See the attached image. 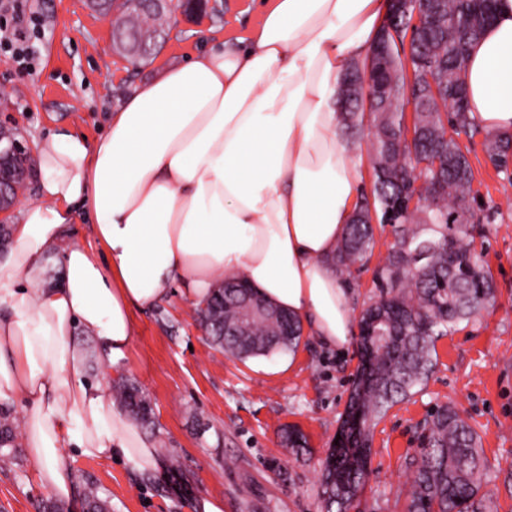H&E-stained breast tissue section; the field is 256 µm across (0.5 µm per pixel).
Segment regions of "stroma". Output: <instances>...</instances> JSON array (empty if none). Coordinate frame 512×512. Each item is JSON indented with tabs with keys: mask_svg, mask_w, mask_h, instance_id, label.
Here are the masks:
<instances>
[{
	"mask_svg": "<svg viewBox=\"0 0 512 512\" xmlns=\"http://www.w3.org/2000/svg\"><path fill=\"white\" fill-rule=\"evenodd\" d=\"M272 2L208 0L201 14H176L155 53L133 67L113 52L108 22L86 0H25L26 13L40 17L44 30L33 42L31 69H20L11 52L0 49V91L10 98L0 126L27 144L64 127L97 139L132 84L214 40L250 37ZM459 140L475 173L476 231L497 299L438 338L431 377L375 427L359 512H400L424 427L448 402L481 438L483 481L495 492L499 512H512V171L490 163L484 135L463 133ZM394 240L391 225L376 226L367 265L346 283L354 311L376 295L373 271ZM133 316L129 356L115 369L90 357L89 376L106 384L124 377L142 390L154 419L146 435L178 459L179 469L135 476L116 460L78 456L71 463L75 492L61 499L40 485L21 446L18 463L0 454V512H87L91 486L110 512H194V502L205 496L220 499L224 512H322V462L360 366L358 342L335 351L307 333L290 353L229 358L202 335L195 307L178 284ZM290 425L306 434L308 451L283 443Z\"/></svg>",
	"mask_w": 512,
	"mask_h": 512,
	"instance_id": "1",
	"label": "stroma"
}]
</instances>
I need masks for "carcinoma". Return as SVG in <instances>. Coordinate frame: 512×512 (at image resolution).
<instances>
[{
    "instance_id": "obj_1",
    "label": "carcinoma",
    "mask_w": 512,
    "mask_h": 512,
    "mask_svg": "<svg viewBox=\"0 0 512 512\" xmlns=\"http://www.w3.org/2000/svg\"><path fill=\"white\" fill-rule=\"evenodd\" d=\"M431 21L412 24L413 13L399 18L382 56L366 66L379 74L385 98L370 113L354 95L348 66L337 103L343 128L355 146L368 133L372 193L363 198L346 226L334 256L341 277L364 267L374 245L370 212L392 217L395 242L373 278L377 298L360 312L359 323L379 320V342L362 351L368 383L360 396L361 429L353 446L332 445L321 475L326 512H351L369 475L374 426L434 368L436 337L469 320L495 298L493 280L475 247L476 216L471 210L473 170L456 136L478 133L468 114L463 75L470 45L494 11L492 0H429ZM409 46H404V40ZM431 75L443 105L424 93L415 99L412 125L404 107L410 83ZM486 152L498 167L512 155L509 137L485 138ZM439 165H434V160ZM431 197L410 210L403 205L415 182ZM209 339L224 354L241 361L294 351L302 338L299 320L266 302L241 278L209 297L196 310ZM116 399L137 419L151 420L152 408L129 381L113 385ZM19 427L16 416L0 408V445ZM426 448L415 470L401 512H498L497 497L483 491V449L471 425L450 403L439 406L426 427ZM288 447L307 448L296 427L284 432Z\"/></svg>"
}]
</instances>
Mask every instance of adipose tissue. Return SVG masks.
Instances as JSON below:
<instances>
[{
    "mask_svg": "<svg viewBox=\"0 0 512 512\" xmlns=\"http://www.w3.org/2000/svg\"><path fill=\"white\" fill-rule=\"evenodd\" d=\"M387 7L276 0L249 39L212 43L134 85L99 139L68 130L35 142L37 197L18 205L0 260V402L25 399L24 445L44 488L71 497L77 455L161 471L162 448L88 378L84 343L118 365L134 309L173 284L197 305L246 277L325 346L349 343L333 256L362 176L336 91ZM464 80L481 130L512 132V0H497ZM80 217L86 242L68 234Z\"/></svg>",
    "mask_w": 512,
    "mask_h": 512,
    "instance_id": "adipose-tissue-1",
    "label": "adipose tissue"
}]
</instances>
